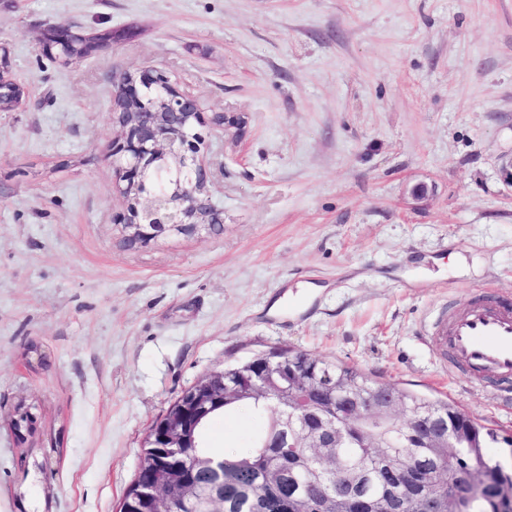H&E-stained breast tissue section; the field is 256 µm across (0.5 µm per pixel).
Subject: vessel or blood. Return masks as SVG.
<instances>
[{"label": "vessel or blood", "mask_w": 512, "mask_h": 512, "mask_svg": "<svg viewBox=\"0 0 512 512\" xmlns=\"http://www.w3.org/2000/svg\"><path fill=\"white\" fill-rule=\"evenodd\" d=\"M431 339L469 379L512 391V300L483 298L443 313Z\"/></svg>", "instance_id": "b4317fda"}]
</instances>
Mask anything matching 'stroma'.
Masks as SVG:
<instances>
[{"label":"stroma","mask_w":512,"mask_h":512,"mask_svg":"<svg viewBox=\"0 0 512 512\" xmlns=\"http://www.w3.org/2000/svg\"><path fill=\"white\" fill-rule=\"evenodd\" d=\"M49 23L114 39L65 65ZM0 56L26 91L0 111V512H117L181 393L274 348L512 436V392L427 338L444 302L512 297V0H0ZM145 69L245 124L202 131L222 230L129 250L112 78Z\"/></svg>","instance_id":"obj_1"}]
</instances>
